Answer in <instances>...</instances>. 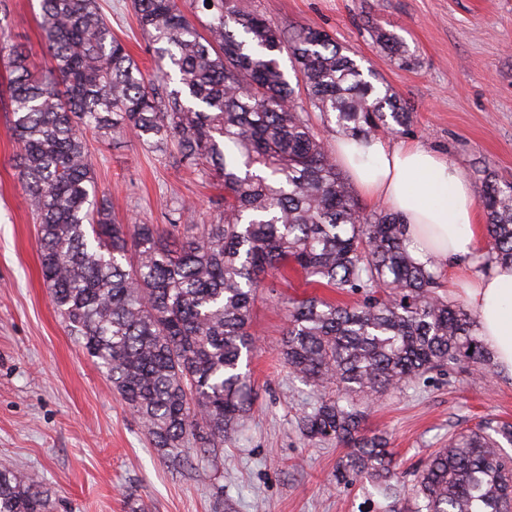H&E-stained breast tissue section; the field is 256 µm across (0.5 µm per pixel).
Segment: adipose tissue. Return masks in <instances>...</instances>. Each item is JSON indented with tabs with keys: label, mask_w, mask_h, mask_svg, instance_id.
<instances>
[{
	"label": "adipose tissue",
	"mask_w": 512,
	"mask_h": 512,
	"mask_svg": "<svg viewBox=\"0 0 512 512\" xmlns=\"http://www.w3.org/2000/svg\"><path fill=\"white\" fill-rule=\"evenodd\" d=\"M334 156L364 194L406 224L417 261L459 272L481 255L476 200L448 158L416 144H365L344 136L337 138ZM465 294L497 371L512 377V265H490L468 280Z\"/></svg>",
	"instance_id": "adipose-tissue-1"
}]
</instances>
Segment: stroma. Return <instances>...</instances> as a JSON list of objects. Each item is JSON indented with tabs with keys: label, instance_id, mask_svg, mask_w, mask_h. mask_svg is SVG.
I'll use <instances>...</instances> for the list:
<instances>
[{
	"label": "stroma",
	"instance_id": "35a3bbf8",
	"mask_svg": "<svg viewBox=\"0 0 512 512\" xmlns=\"http://www.w3.org/2000/svg\"><path fill=\"white\" fill-rule=\"evenodd\" d=\"M114 34L144 71L154 62L131 0H98ZM279 27L325 30L371 68L412 114L384 133L389 144L418 143L451 160L467 180L484 168L512 182V0H237ZM396 34L412 63L399 66L370 37L372 25ZM9 43L42 61L38 0H0ZM99 188L122 224L169 230L172 211L210 220L223 190L132 135L89 138ZM17 144L0 101V468L41 477L52 512H381L373 482H336L344 448L305 441L299 415L317 396L278 359L287 326L282 299L317 293L340 304L360 297L313 288L289 273L267 277L252 318L257 348L248 369L255 404L224 440L220 464L193 456L178 468L152 447L96 360L75 343L40 275L37 225L13 157ZM493 418L512 422V378L470 364L433 371L369 405L365 426L388 436L401 488L450 436Z\"/></svg>",
	"mask_w": 512,
	"mask_h": 512
}]
</instances>
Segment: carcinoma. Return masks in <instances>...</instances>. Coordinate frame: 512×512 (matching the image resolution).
Wrapping results in <instances>:
<instances>
[{
	"label": "carcinoma",
	"mask_w": 512,
	"mask_h": 512,
	"mask_svg": "<svg viewBox=\"0 0 512 512\" xmlns=\"http://www.w3.org/2000/svg\"><path fill=\"white\" fill-rule=\"evenodd\" d=\"M154 57L145 77L96 0H40L47 60L0 47L19 181L39 224L42 278L70 335L106 376L174 466L192 442L216 462L224 435L251 409L242 372L254 348L252 310L267 275L363 294L346 306L286 299L279 349L319 400L299 416L308 442L347 449L336 481L371 478L393 497L385 436L365 429L371 398L430 371L491 367L475 313L437 293L435 272L409 250L407 225L366 214L295 99L288 53L310 105L345 136L369 142L411 112L328 33L286 32L235 0H133ZM374 43L398 65L408 52L376 26ZM130 133L224 188V212L197 224L180 209L179 240L156 224H117L99 189L87 134ZM487 251L479 267L512 263V183L486 168L474 181ZM512 424L461 432L413 472L408 512H512ZM37 475L0 469V512H49Z\"/></svg>",
	"instance_id": "carcinoma-1"
}]
</instances>
